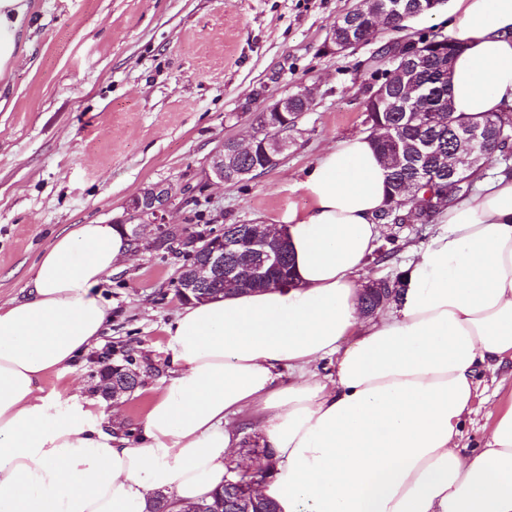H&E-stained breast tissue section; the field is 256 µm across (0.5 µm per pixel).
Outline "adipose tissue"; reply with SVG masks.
<instances>
[{"mask_svg":"<svg viewBox=\"0 0 512 512\" xmlns=\"http://www.w3.org/2000/svg\"><path fill=\"white\" fill-rule=\"evenodd\" d=\"M33 0H0V74L21 53ZM455 115L512 107V0H453ZM288 216L293 279L182 307L170 376L129 441L91 398L42 394L109 319L97 287L130 255L115 224H75L0 304V512H167L210 498L252 416L275 467L257 490L278 512H512V399L478 410L477 371L512 358V177L437 214L402 269L403 296L362 315L360 280L387 206L370 136L328 148ZM351 337L340 348L343 337ZM334 361V373L315 370ZM483 413L482 448H460Z\"/></svg>","mask_w":512,"mask_h":512,"instance_id":"1","label":"adipose tissue"}]
</instances>
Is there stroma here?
I'll list each match as a JSON object with an SVG mask.
<instances>
[{"label":"stroma","mask_w":512,"mask_h":512,"mask_svg":"<svg viewBox=\"0 0 512 512\" xmlns=\"http://www.w3.org/2000/svg\"><path fill=\"white\" fill-rule=\"evenodd\" d=\"M360 0H35L28 47L0 98V301L24 298L30 270L74 224L123 219L141 187L190 188L169 220L203 233L224 225L284 224L311 201L302 172L325 148L365 134L366 86L397 41L446 33L447 6L331 53L337 19ZM309 88L313 102L288 134L281 163L238 183L208 181L225 140L248 143L258 113ZM434 225L384 224L385 262L369 261L362 285L395 276L407 243H427ZM143 247L100 286L112 306L101 343L49 375L44 393L99 396L104 362L131 359L135 392L103 400L120 409L115 433L135 438L171 363L166 326L182 306L175 291L190 247Z\"/></svg>","instance_id":"stroma-1"}]
</instances>
